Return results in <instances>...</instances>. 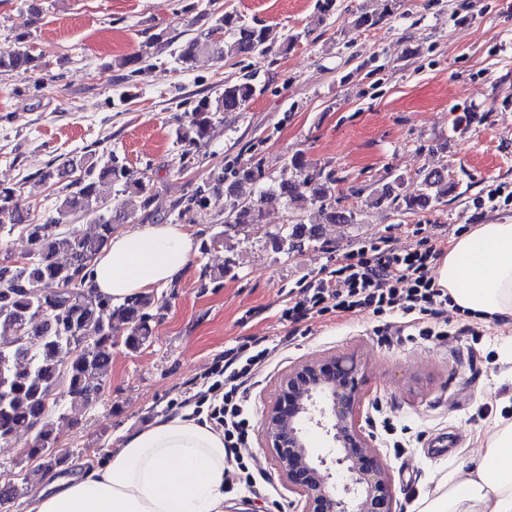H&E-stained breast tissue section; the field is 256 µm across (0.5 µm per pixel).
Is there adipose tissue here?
Returning <instances> with one entry per match:
<instances>
[{
  "label": "adipose tissue",
  "mask_w": 512,
  "mask_h": 512,
  "mask_svg": "<svg viewBox=\"0 0 512 512\" xmlns=\"http://www.w3.org/2000/svg\"><path fill=\"white\" fill-rule=\"evenodd\" d=\"M195 252L183 225L141 224L113 235L90 265L88 285L120 302L172 282ZM437 279L460 310L512 319V219L453 240ZM489 431L483 452L461 460L416 512H512V421L494 420ZM224 466L223 437L183 414L132 434L103 466L52 481L27 512H221Z\"/></svg>",
  "instance_id": "adipose-tissue-1"
}]
</instances>
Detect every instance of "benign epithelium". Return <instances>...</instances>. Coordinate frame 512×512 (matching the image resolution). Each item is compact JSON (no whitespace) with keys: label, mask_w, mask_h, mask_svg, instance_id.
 <instances>
[{"label":"benign epithelium","mask_w":512,"mask_h":512,"mask_svg":"<svg viewBox=\"0 0 512 512\" xmlns=\"http://www.w3.org/2000/svg\"><path fill=\"white\" fill-rule=\"evenodd\" d=\"M361 377L354 355L305 360L288 369L266 407L267 448L304 512H392L388 467L360 425ZM316 430L327 444L318 455L309 445Z\"/></svg>","instance_id":"1"}]
</instances>
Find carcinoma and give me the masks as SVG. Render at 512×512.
Returning a JSON list of instances; mask_svg holds the SVG:
<instances>
[{
  "instance_id": "carcinoma-1",
  "label": "carcinoma",
  "mask_w": 512,
  "mask_h": 512,
  "mask_svg": "<svg viewBox=\"0 0 512 512\" xmlns=\"http://www.w3.org/2000/svg\"><path fill=\"white\" fill-rule=\"evenodd\" d=\"M267 51L265 28L256 22H244L232 11L218 16L206 32L180 46L177 57L187 63L206 52L222 61ZM36 62L25 46L0 50V69L30 70ZM259 92L261 88L246 77L224 82L222 92L199 99L188 120L178 121L177 140L190 145L203 140L213 115L238 112ZM289 164L295 171L294 179L257 191L254 166L229 165L184 199L183 212L208 208L211 201L224 194V183L229 181L235 201L225 220L223 236L242 225L259 223L265 199L274 194L310 203L327 222L358 223L356 212L336 207L330 175L312 166L302 154L292 156ZM81 171L83 174L67 185L68 192L55 214L39 224L24 223L23 208L15 194L0 191V230L22 226L31 255L28 262L10 268L6 281L0 282V335L10 337L9 346L0 347V441L36 431L25 455L38 461L35 467L24 471L21 481L0 486L1 505L28 493L33 484L66 463V457L56 452V428L66 419V413L59 412L58 401L53 398L55 390L64 386V397L73 408L92 405L105 389L112 370L109 348L121 342L127 349L137 351L152 338L151 310L158 304L154 295L114 303L86 289L85 282L94 257L116 233L117 225L128 218V214L108 208L100 195V184L109 180L122 185L125 192L140 197L145 208L153 204L154 197L144 181L130 178L123 160L113 152L88 156ZM402 184L403 178L396 177L375 188L370 203H402L413 210L441 202L454 189L445 165L424 173L422 190L417 195H402ZM74 215L95 224L94 234L83 236L62 229L65 220ZM318 239L317 225L296 223L288 225L278 244L292 250ZM60 254L66 255V262L57 261ZM45 282L56 283L58 290L42 291L40 285ZM105 309L109 311L106 318L102 316Z\"/></svg>"
}]
</instances>
